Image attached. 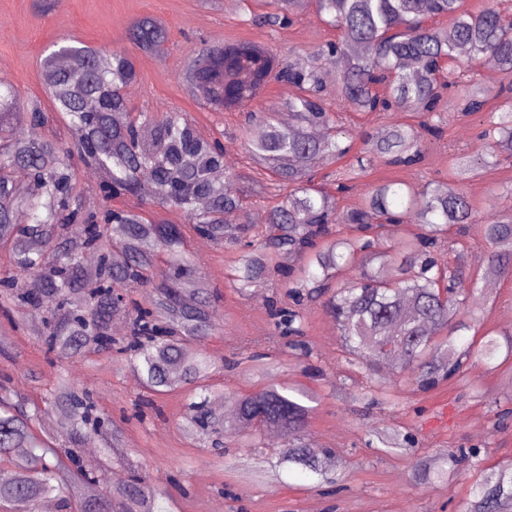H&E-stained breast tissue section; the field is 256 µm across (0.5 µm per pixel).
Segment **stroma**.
<instances>
[{"label": "stroma", "mask_w": 512, "mask_h": 512, "mask_svg": "<svg viewBox=\"0 0 512 512\" xmlns=\"http://www.w3.org/2000/svg\"><path fill=\"white\" fill-rule=\"evenodd\" d=\"M144 16L165 26L173 50L163 60L134 51L139 79L127 90L133 111L188 113L204 136L220 138L231 168L268 183L267 173L252 167L244 148L243 115L218 112L193 100L181 74L194 52L217 40L249 38L271 43L282 52L304 53L334 38V31L312 12L300 15L291 27L274 31L245 24L240 0H221L212 7L202 0H62L46 14L40 12L38 0H0V77L46 113L49 127L62 143H70L68 128L46 94L44 58L63 37L102 50L129 48L128 30ZM488 121L485 112L452 120L441 138L430 140L420 170L374 163L367 176L352 181L341 207L357 205L373 184L385 179L455 182L449 158L484 154L486 143L479 133ZM459 185L470 198L477 221L454 225L449 232L448 241L461 253L464 266L457 286L470 307L481 314L485 327L512 336V274L493 278L489 289L474 286L489 256L479 242V223L495 212L501 192L512 188V165L479 170ZM185 256L217 291L223 315L202 349L215 359H229L244 339L250 351L277 355L283 340L274 333L266 303L283 286V279L241 293L231 280L236 258L232 249L193 235L187 240ZM306 316L312 362L322 375L311 378L298 361L288 360L275 378L305 386L320 397L309 416L305 441L335 449L341 458V466L331 472L336 480L331 492L317 487L316 477L299 469H283L276 477L261 474L263 460L283 448L269 434H262L256 448L240 447L238 437H225L220 455L200 447L180 428L188 392L178 389L157 399L145 422L134 420L126 426L132 458L162 491L161 504L168 512H199L204 505L210 512H462L477 471L462 469L448 484L415 483L411 471L416 459L438 448H476L484 466L512 460V414L505 419L500 416L503 409L512 411V359L499 356L489 365L471 357L469 382L450 380L426 392L390 368L381 379L395 389L399 408L368 407L336 397L332 390L336 378L360 387L368 385L370 377L343 366L345 354L336 326L322 301L309 302ZM9 352V358L0 357V373L9 375L13 385L29 397L39 396L59 366L44 358L28 331L12 336ZM64 366L113 417L131 411L132 400L141 393L134 373L108 359L93 365L69 360ZM386 427L413 434L414 447L389 454L369 446L372 430Z\"/></svg>", "instance_id": "stroma-1"}]
</instances>
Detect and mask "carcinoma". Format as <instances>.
<instances>
[{
  "label": "carcinoma",
  "mask_w": 512,
  "mask_h": 512,
  "mask_svg": "<svg viewBox=\"0 0 512 512\" xmlns=\"http://www.w3.org/2000/svg\"><path fill=\"white\" fill-rule=\"evenodd\" d=\"M275 12L252 16L271 27L292 26L312 6L336 30V38L314 46L305 56H284L251 39L228 40L199 51L182 75L189 94L224 112H248L246 147L258 167L275 176L279 201L268 209L265 231L233 226L225 216L244 198L234 187L239 175L224 160V146L204 137L180 112L134 113L125 89L138 80L134 57L124 49L103 51L62 41L44 60L55 74L48 88L56 111L68 118L72 146L53 139L23 138L17 121L44 120L25 106L18 90L0 78V250L8 264L0 269V309L10 328L40 325L37 341L48 355L63 359L108 357L136 372L144 393L162 396L189 389L182 426L190 436L211 438L222 448L224 434L245 429L241 447L269 427L279 428L286 448L270 463L279 470L298 468L325 476L333 452L303 442L312 400L298 385L272 382L243 395L231 416L217 415L212 399L219 388L215 361L196 348L221 319L207 281L183 257L187 236L196 235L239 250L234 284L238 289L276 276L279 258L295 259L286 285L290 303L273 299L269 314L285 339L281 353L309 360L302 301L331 292L326 311L336 322L348 364L373 373L391 366L426 390L439 381L464 375L469 350L457 351L454 333L469 331L479 318L467 298L450 287L457 273L434 252L448 227L473 223L467 197L440 182L414 184L398 179L375 184L356 207L344 210L340 198L349 179L336 178V194L315 186L316 173L353 149V137L340 127L342 112H410L416 121L388 123L357 153L355 176L366 173L369 158L412 168L426 153L424 136H438L451 113L463 116L496 112L481 131L488 150L470 159L454 156L449 168L459 182L491 164L512 159V82L497 91L452 71L459 48L470 60L493 58L512 75V7L491 0L480 12L463 9V0H271ZM448 16L451 28L428 21ZM128 39L139 50L165 54L168 35L143 17ZM336 63V90L327 88L324 71ZM277 83L288 94V124L271 112H257L255 101ZM77 155L101 177L105 201L132 196L141 205L177 207L186 224H156L134 210L84 211ZM350 224L357 234L339 236L335 225ZM402 226L419 232L401 237L393 252L371 251L367 236L395 235ZM489 247L487 275L512 268V204L481 225ZM168 270L160 281L151 269L161 256ZM41 280L36 294L17 292L16 277ZM144 289L142 299L134 289ZM128 321V334L116 337L112 324ZM496 332L483 334L480 354L494 359L501 345ZM365 395L372 402L397 405L391 386L376 381ZM58 418L65 444L42 430L47 416ZM102 438L99 466L88 468L82 445ZM389 450L414 443L410 435L377 432ZM124 428L101 412L94 393L80 388L64 371L38 399L0 384V468L11 473L0 482V510L39 512L53 499L60 512H164L161 491L145 473L129 468L127 478L109 479L122 460ZM478 452L458 448L416 462V483L451 482L460 468L477 466ZM467 512H512V461L481 471Z\"/></svg>",
  "instance_id": "1"
}]
</instances>
